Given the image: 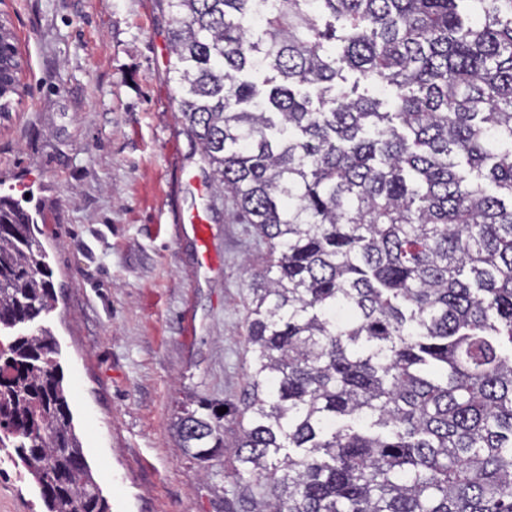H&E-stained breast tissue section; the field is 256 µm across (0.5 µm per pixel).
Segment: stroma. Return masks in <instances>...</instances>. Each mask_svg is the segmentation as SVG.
<instances>
[{"label":"stroma","instance_id":"35a3bbf8","mask_svg":"<svg viewBox=\"0 0 512 512\" xmlns=\"http://www.w3.org/2000/svg\"><path fill=\"white\" fill-rule=\"evenodd\" d=\"M23 91L0 112V197L38 217L53 270L48 329L93 475L125 512H243L230 456L184 453L177 416L234 403L251 353L252 271L267 248L216 193L166 77L174 58L159 0H0ZM208 226L198 240L180 216ZM0 512H45L0 450Z\"/></svg>","mask_w":512,"mask_h":512}]
</instances>
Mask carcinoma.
Returning <instances> with one entry per match:
<instances>
[{
	"instance_id": "obj_1",
	"label": "carcinoma",
	"mask_w": 512,
	"mask_h": 512,
	"mask_svg": "<svg viewBox=\"0 0 512 512\" xmlns=\"http://www.w3.org/2000/svg\"><path fill=\"white\" fill-rule=\"evenodd\" d=\"M211 178L267 245L232 444L246 512H512V0H167ZM345 70L387 98L343 85ZM0 200V325L53 308ZM48 331L0 342V447L109 512ZM224 415L179 419L222 452Z\"/></svg>"
}]
</instances>
